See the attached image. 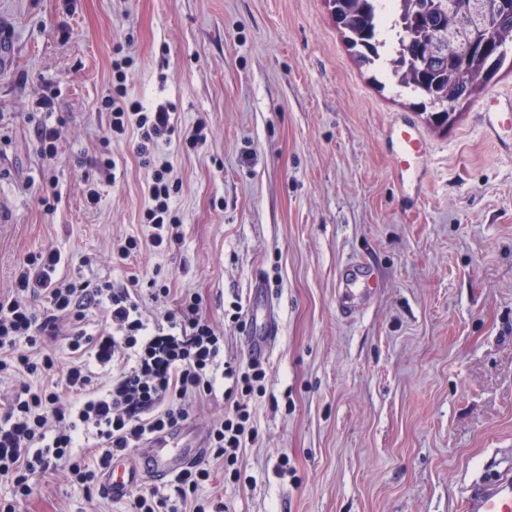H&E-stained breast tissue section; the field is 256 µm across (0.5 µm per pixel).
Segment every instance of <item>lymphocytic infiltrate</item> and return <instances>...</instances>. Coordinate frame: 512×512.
<instances>
[{"label":"lymphocytic infiltrate","mask_w":512,"mask_h":512,"mask_svg":"<svg viewBox=\"0 0 512 512\" xmlns=\"http://www.w3.org/2000/svg\"><path fill=\"white\" fill-rule=\"evenodd\" d=\"M130 63L123 54L112 61V93L104 101L112 114L109 136H122L131 126L138 132L136 152L151 172L148 243L159 248L181 237L174 201L182 184L159 157L176 128L168 109L128 99ZM60 263V252L52 249L28 256L9 294L0 296V379L15 382L0 415V480L26 496L35 478L64 468L92 485L96 474L85 468L79 449H101L99 466L107 468L113 457L182 427L193 403L223 391L239 399L209 429V453L226 475L239 478L237 451L255 438L247 399L265 387L262 362L225 365L223 338L202 316L198 295L185 294L152 316L139 293L108 281L77 288L58 276ZM39 298L47 303L42 313L34 307ZM91 304L106 311L104 325L92 333L85 327ZM61 331L73 355L64 368L44 343ZM100 370L108 373L107 382H99ZM209 477L204 468L184 469L173 493L152 489L132 500L131 512H207L198 490Z\"/></svg>","instance_id":"f902f5d3"}]
</instances>
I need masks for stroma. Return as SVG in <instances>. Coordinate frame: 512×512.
Returning <instances> with one entry per match:
<instances>
[{
	"mask_svg": "<svg viewBox=\"0 0 512 512\" xmlns=\"http://www.w3.org/2000/svg\"><path fill=\"white\" fill-rule=\"evenodd\" d=\"M0 292L30 254L58 250L61 275L94 285L198 294L224 336V359L249 355V312L264 280L279 321L258 431L239 449V480L199 456V491L223 512H460L469 486L512 470V155L486 141L477 112L512 97L501 71L456 121H426L387 68L349 50L327 0H0ZM133 58L131 99L175 106L193 149L162 146L182 183V238L147 246V169L137 133L112 141L114 175L95 165L111 112L115 46ZM62 121L42 158L35 100ZM412 118L429 150L421 184H401L383 129ZM99 193L89 204L88 188ZM54 196L53 210L41 200ZM140 251L113 262L111 243ZM91 265H84V258ZM375 270L370 304L347 318L338 272ZM232 406L197 402L178 444ZM58 470L16 512H128Z\"/></svg>",
	"mask_w": 512,
	"mask_h": 512,
	"instance_id": "1",
	"label": "stroma"
}]
</instances>
